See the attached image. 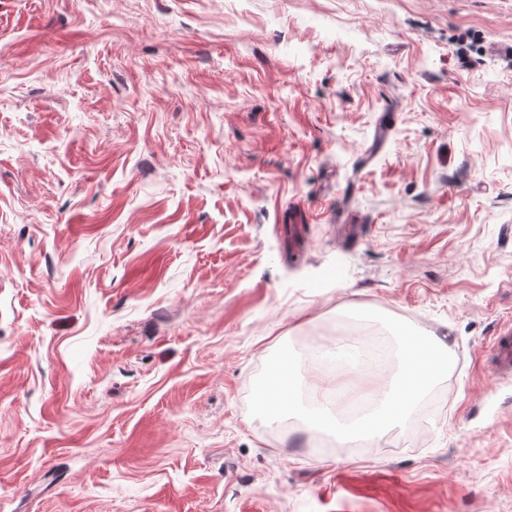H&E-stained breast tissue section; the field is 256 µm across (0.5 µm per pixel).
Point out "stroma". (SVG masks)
<instances>
[{
    "label": "stroma",
    "mask_w": 512,
    "mask_h": 512,
    "mask_svg": "<svg viewBox=\"0 0 512 512\" xmlns=\"http://www.w3.org/2000/svg\"><path fill=\"white\" fill-rule=\"evenodd\" d=\"M512 0H0V512H512ZM449 337L414 428L249 413L282 343Z\"/></svg>",
    "instance_id": "1"
}]
</instances>
